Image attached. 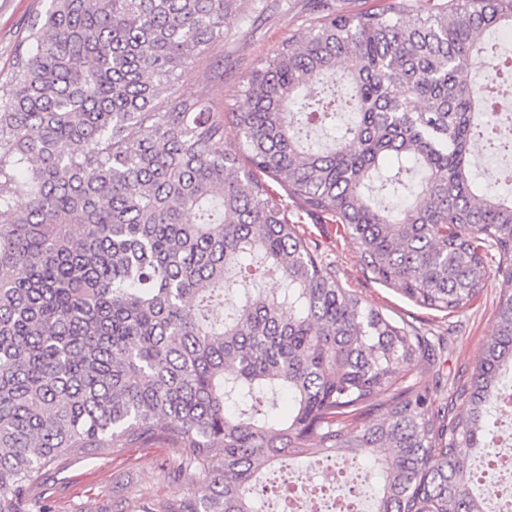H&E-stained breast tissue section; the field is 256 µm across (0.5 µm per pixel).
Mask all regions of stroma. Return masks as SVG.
Segmentation results:
<instances>
[{"mask_svg": "<svg viewBox=\"0 0 512 512\" xmlns=\"http://www.w3.org/2000/svg\"><path fill=\"white\" fill-rule=\"evenodd\" d=\"M263 22L252 25L241 15L227 18L223 39L215 41L182 72L176 90H204L215 111L241 109L245 99L241 80L281 41L308 25L307 0H262ZM46 0H0V76L13 68L18 46L31 20L45 9ZM275 198L297 222L301 232L316 244L325 263L344 287L355 290L365 303L396 321H404L439 339L443 351L439 367H416L408 380L437 389L446 400L459 374L472 373L483 345L497 332L493 309L502 278L490 271L486 288L463 311L447 314L426 309L403 297L394 288L377 283L364 271L353 241L336 224L307 215L299 201L276 189ZM194 484L179 469L178 460L160 438L121 454L76 457L48 467L42 483L31 496L48 512H128L138 501L180 498L193 492Z\"/></svg>", "mask_w": 512, "mask_h": 512, "instance_id": "stroma-1", "label": "stroma"}]
</instances>
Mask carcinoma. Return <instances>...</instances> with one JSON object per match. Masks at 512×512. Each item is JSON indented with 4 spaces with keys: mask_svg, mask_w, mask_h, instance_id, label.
<instances>
[{
    "mask_svg": "<svg viewBox=\"0 0 512 512\" xmlns=\"http://www.w3.org/2000/svg\"><path fill=\"white\" fill-rule=\"evenodd\" d=\"M47 2L0 81V512L51 464L158 435L199 485L130 512H258L264 470L348 455L379 467L375 512H486L469 462L512 391V197L469 155L496 146L474 71L512 0H313L231 131L173 87L242 0ZM263 175L421 307L466 308L498 255L510 287L462 412L399 384L440 344L343 287Z\"/></svg>",
    "mask_w": 512,
    "mask_h": 512,
    "instance_id": "carcinoma-1",
    "label": "carcinoma"
}]
</instances>
